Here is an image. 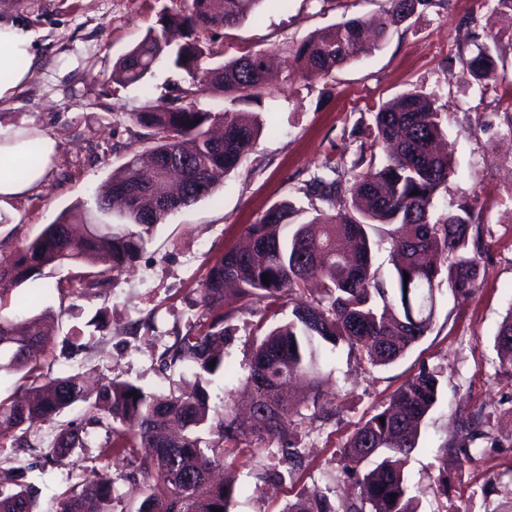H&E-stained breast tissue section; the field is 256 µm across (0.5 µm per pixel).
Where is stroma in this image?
Segmentation results:
<instances>
[{"label":"stroma","instance_id":"obj_1","mask_svg":"<svg viewBox=\"0 0 512 512\" xmlns=\"http://www.w3.org/2000/svg\"><path fill=\"white\" fill-rule=\"evenodd\" d=\"M388 0H265L256 18L223 29L217 46L225 59L247 51H270L302 40L311 31L355 16H377ZM174 0H0V20L31 29L40 66L14 99L0 105V131L23 130L57 142L44 180L28 194L0 202V258L34 240L63 212L80 209L95 216L94 190L141 150L139 129L129 115L148 100L173 97L183 73L158 63L146 84L111 81L115 61L157 26L161 9ZM499 31L498 72L506 81L461 80L460 56H471ZM416 88L435 98L445 114V142L455 173L435 199L436 214L468 203L480 215L482 254L479 289L456 297L449 287L437 295L434 325L397 362H358L339 342L322 376L323 401L333 420L297 430L308 467L297 479L256 481L267 461L266 443L255 438L225 445L237 459L221 470L223 480L242 486L233 512H284L304 488L330 487L337 496L353 491L339 475L336 448L366 417L382 409L407 379L427 368L437 372L441 392L427 415L417 448L402 469L418 493V512H495L512 496V366L503 364L495 336L512 307V16L485 0H437L393 27L380 49L336 69L326 79L295 73L269 82L260 100L240 109L259 113L265 128L249 160L224 176L212 197L170 214L132 271L114 275L102 295H81L68 268L50 271L38 309L59 314L54 340L40 360L53 374H83L95 384L127 380L148 391L169 385L191 389L193 371L162 374L158 357L173 327L189 329L204 312L200 291L210 266L228 248L242 245L247 229L284 200L309 210L302 185L325 159L357 160L361 143L374 139L373 115L380 105ZM264 303L234 311L227 321L225 371L206 386L209 416L246 408L244 390L256 324ZM78 336L75 352L66 341ZM489 413L487 430L500 448L462 464L440 449L453 440L462 414ZM103 430L90 431L69 465L38 466L28 480L38 491L42 512H55L61 495L90 475L117 477V512H134L142 498L138 482L125 481L127 454L100 455ZM448 473V493L434 485L439 468Z\"/></svg>","mask_w":512,"mask_h":512}]
</instances>
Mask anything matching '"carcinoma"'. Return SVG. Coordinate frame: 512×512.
<instances>
[{"label": "carcinoma", "instance_id": "obj_1", "mask_svg": "<svg viewBox=\"0 0 512 512\" xmlns=\"http://www.w3.org/2000/svg\"><path fill=\"white\" fill-rule=\"evenodd\" d=\"M263 2L181 0L178 9L163 14L160 27L116 62L111 78L118 84L142 83L163 57L186 74L187 83L174 98L151 101L130 116L144 130L140 138L147 146L95 194L98 211L116 212L120 222L85 224L79 235L73 221H82V215L63 213L23 249L0 259V284L32 288V295L20 300V310H28L35 299L44 270L64 263L82 268L76 277L83 288L107 287L112 273L135 267L165 217L214 194V171L228 173L247 162L262 130L257 115L204 109L198 95L205 90L238 98L262 94L266 55L248 51L214 65L211 34L243 23ZM430 4L432 0H389V8L374 22L372 41L365 37L366 21L360 17L317 28L284 50V70L325 79L377 51L390 27ZM499 45L497 34H488L475 55L460 58L459 77L478 82L496 77ZM374 122L372 152L360 149L350 172L342 171V161L328 158L305 184L307 195L325 207L310 217L290 202L270 207L249 226V247L227 250L210 268L201 291L206 321L175 332L174 342L160 355L166 370L195 369L194 391L157 393L118 379L91 390L79 373L54 376L36 357L51 343L45 328L51 314L0 313V372H21L28 382L22 391L0 398V436L17 431V445L31 449L30 436L40 423L77 402L84 404L83 421L60 425L51 441V459L66 464L70 452L85 445L88 428L104 429L102 453H140L149 465L146 473L137 467L124 475L126 480L144 474L153 480L145 485L137 512H232L234 489L213 483L211 472L224 464V444L250 435L275 442L271 455L278 465L257 474L259 480L296 478L306 459L291 438V425L333 416L314 391L329 363L326 345L345 340L359 360L372 366L392 364L430 331L442 270L458 297H470L479 288L481 240L473 233L475 213L461 205L432 217L434 199L454 175L451 158L438 150L444 128L435 100L409 90L382 104ZM219 124L224 125L222 144L212 136ZM376 147L385 155L379 164ZM382 234L391 239L393 272L388 279L373 269V237ZM313 279L321 280L322 287L311 294L306 285ZM298 295L306 299L294 304L288 322L265 334L253 354L246 380L251 415L225 411L218 440L202 447L196 431L209 421L205 384L224 368V305L264 300L266 307L279 308ZM495 343L501 360L512 366V308ZM440 390L436 372L420 370L393 393L391 407L361 421L337 449L345 477L358 489L354 497L336 499L315 485L286 512H417V496L392 457L417 447L421 424ZM132 391L135 395L128 396ZM303 403L312 404L308 416L299 411ZM484 423L479 413L461 417L458 437L446 444L444 453L469 462L486 452L471 447L476 440L497 447ZM27 467L34 464L0 467L12 485L9 492L0 491V512H40L37 490L25 483ZM115 482L105 475L71 488L56 512H114Z\"/></svg>", "mask_w": 512, "mask_h": 512}]
</instances>
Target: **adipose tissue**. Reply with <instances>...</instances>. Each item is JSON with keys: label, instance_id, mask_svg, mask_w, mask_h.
<instances>
[{"label": "adipose tissue", "instance_id": "1", "mask_svg": "<svg viewBox=\"0 0 512 512\" xmlns=\"http://www.w3.org/2000/svg\"><path fill=\"white\" fill-rule=\"evenodd\" d=\"M29 31L12 23H0V102L10 100L27 81L40 61L32 50ZM41 152L39 167L17 176L15 165L23 164L31 146ZM56 154V142L45 136L31 141L22 135L0 136V200L28 193L45 177Z\"/></svg>", "mask_w": 512, "mask_h": 512}]
</instances>
